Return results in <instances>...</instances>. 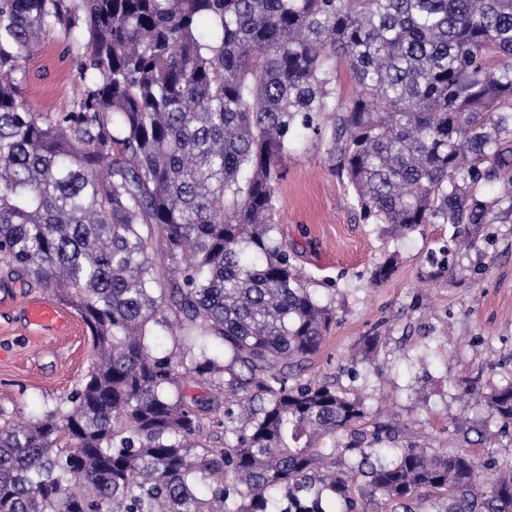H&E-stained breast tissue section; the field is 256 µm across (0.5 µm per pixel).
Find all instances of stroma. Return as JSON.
Returning <instances> with one entry per match:
<instances>
[{"label": "stroma", "instance_id": "stroma-1", "mask_svg": "<svg viewBox=\"0 0 512 512\" xmlns=\"http://www.w3.org/2000/svg\"><path fill=\"white\" fill-rule=\"evenodd\" d=\"M275 220L297 265L336 322L301 380H326L361 396V424L398 423L420 445L488 450L473 428L482 409L464 396V382L483 388L512 380V216L467 225L475 241L455 248L454 230L428 224L405 237L366 224L351 195L313 141H297L284 162ZM388 279L371 276L387 260ZM18 281L0 288V409L32 419L66 398L93 366L87 327L64 308L56 330L29 323L26 306L51 299ZM368 336L379 342L366 367L350 358Z\"/></svg>", "mask_w": 512, "mask_h": 512}]
</instances>
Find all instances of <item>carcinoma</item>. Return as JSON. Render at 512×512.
Listing matches in <instances>:
<instances>
[{
    "mask_svg": "<svg viewBox=\"0 0 512 512\" xmlns=\"http://www.w3.org/2000/svg\"><path fill=\"white\" fill-rule=\"evenodd\" d=\"M48 45L79 91L41 112ZM309 134L366 224L512 214V0H0V269L96 355L36 419L0 410V512H512V455L368 435L296 379L334 320L274 220ZM181 377L224 394L219 438ZM466 392L512 426V381Z\"/></svg>",
    "mask_w": 512,
    "mask_h": 512,
    "instance_id": "obj_1",
    "label": "carcinoma"
}]
</instances>
